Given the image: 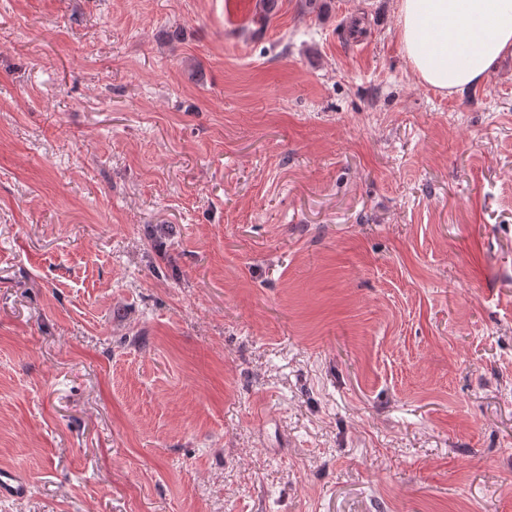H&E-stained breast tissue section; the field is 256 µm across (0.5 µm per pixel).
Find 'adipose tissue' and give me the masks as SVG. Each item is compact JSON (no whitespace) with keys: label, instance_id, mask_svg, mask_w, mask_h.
Instances as JSON below:
<instances>
[{"label":"adipose tissue","instance_id":"obj_1","mask_svg":"<svg viewBox=\"0 0 512 512\" xmlns=\"http://www.w3.org/2000/svg\"><path fill=\"white\" fill-rule=\"evenodd\" d=\"M397 33L419 81L453 94L512 56V0H397Z\"/></svg>","mask_w":512,"mask_h":512}]
</instances>
